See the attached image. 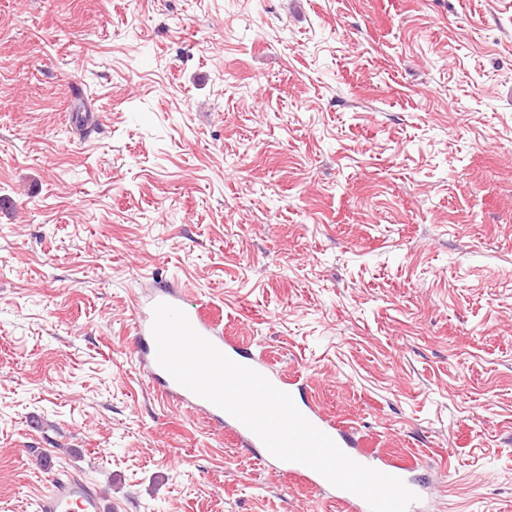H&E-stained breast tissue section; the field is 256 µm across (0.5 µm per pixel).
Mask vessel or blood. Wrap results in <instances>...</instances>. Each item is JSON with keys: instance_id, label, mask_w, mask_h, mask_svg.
<instances>
[{"instance_id": "b4317fda", "label": "vessel or blood", "mask_w": 512, "mask_h": 512, "mask_svg": "<svg viewBox=\"0 0 512 512\" xmlns=\"http://www.w3.org/2000/svg\"><path fill=\"white\" fill-rule=\"evenodd\" d=\"M162 302L183 310L193 328L230 359L235 361L242 359L241 350L225 339L219 323L201 305L192 301L185 291L156 290L147 301L137 303L133 330L139 355L148 368L159 395L164 400L181 405L191 412L208 414L220 427L225 428L237 438L242 446L261 447V440L242 422L179 384L158 364L152 322L153 308ZM300 411L314 426L331 437L351 459L397 477L414 493L423 494V485L411 476L416 465L415 460L388 461L370 448L366 439L355 437L346 426L323 415L310 405H301ZM283 467L289 475L301 479L310 486L322 490L330 487L329 482L320 473L304 464L287 461L284 462ZM37 512H105V500L99 489L90 486L80 477L59 471L52 475L48 490L41 494L37 503Z\"/></svg>"}]
</instances>
